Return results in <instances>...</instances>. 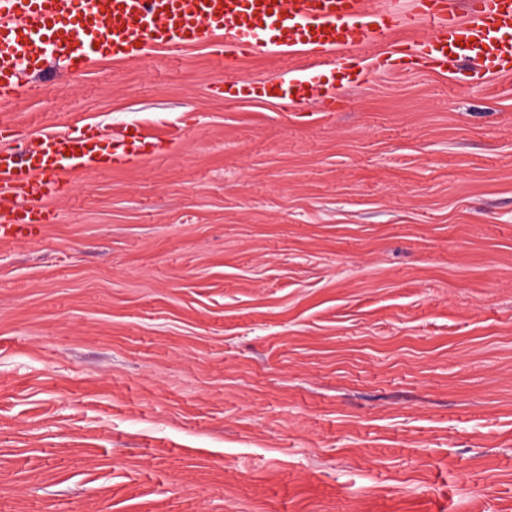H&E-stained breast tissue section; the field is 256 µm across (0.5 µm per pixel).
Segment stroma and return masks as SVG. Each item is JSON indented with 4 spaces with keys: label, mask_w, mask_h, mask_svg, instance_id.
<instances>
[{
    "label": "stroma",
    "mask_w": 512,
    "mask_h": 512,
    "mask_svg": "<svg viewBox=\"0 0 512 512\" xmlns=\"http://www.w3.org/2000/svg\"><path fill=\"white\" fill-rule=\"evenodd\" d=\"M391 66L287 112L204 42L0 107L165 143L0 241V512H512V78Z\"/></svg>",
    "instance_id": "35a3bbf8"
}]
</instances>
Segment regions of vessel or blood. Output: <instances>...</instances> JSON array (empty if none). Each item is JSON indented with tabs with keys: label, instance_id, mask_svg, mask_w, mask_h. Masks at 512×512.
Segmentation results:
<instances>
[{
	"label": "vessel or blood",
	"instance_id": "vessel-or-blood-1",
	"mask_svg": "<svg viewBox=\"0 0 512 512\" xmlns=\"http://www.w3.org/2000/svg\"><path fill=\"white\" fill-rule=\"evenodd\" d=\"M368 0H0V105L18 96L21 73L48 58L85 66L107 53L137 58L155 47L177 48L220 38L224 91L234 97L273 98L294 110L345 106L340 90L350 73L323 80L327 51L362 52L378 35ZM413 20L429 32L397 52L425 67L512 77V0H416ZM269 51L308 53L310 64L272 80H240L242 57ZM155 143L131 130L121 143L90 132H45L23 152L0 150V241L36 230L51 219L44 201L61 196L69 176L105 170L152 154Z\"/></svg>",
	"mask_w": 512,
	"mask_h": 512
}]
</instances>
